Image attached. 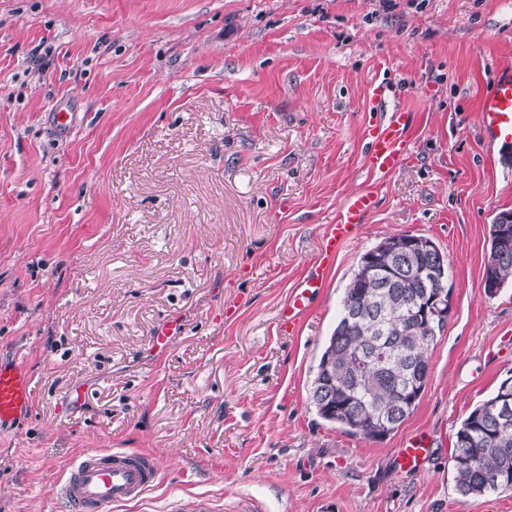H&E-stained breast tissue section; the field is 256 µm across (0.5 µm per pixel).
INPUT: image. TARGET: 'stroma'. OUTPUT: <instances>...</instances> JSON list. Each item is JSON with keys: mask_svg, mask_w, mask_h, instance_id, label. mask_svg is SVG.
<instances>
[{"mask_svg": "<svg viewBox=\"0 0 512 512\" xmlns=\"http://www.w3.org/2000/svg\"><path fill=\"white\" fill-rule=\"evenodd\" d=\"M508 70L512 0H0V360L34 380L31 416L0 430V512H63L68 462L107 448L163 471L114 512H512V492L461 502L450 461L512 377V283L483 281L512 163L479 127ZM378 83L413 114L383 180L364 166ZM364 189L377 209L280 333L326 224ZM403 233L447 254L452 313L420 403L372 441L308 396L360 256ZM172 314L187 333L152 357ZM415 434L424 468L397 471Z\"/></svg>", "mask_w": 512, "mask_h": 512, "instance_id": "35a3bbf8", "label": "stroma"}]
</instances>
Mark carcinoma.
<instances>
[{
	"mask_svg": "<svg viewBox=\"0 0 512 512\" xmlns=\"http://www.w3.org/2000/svg\"><path fill=\"white\" fill-rule=\"evenodd\" d=\"M512 223L491 225L484 276L497 287L512 280V247H496L497 234ZM448 269L438 247H391L364 252L344 288L336 326L319 358L309 393L325 421L344 432L381 441L422 399L429 378L428 350L447 320L425 318L423 300L439 289ZM502 388L477 405L455 433L451 455L460 501L512 491V416L496 406Z\"/></svg>",
	"mask_w": 512,
	"mask_h": 512,
	"instance_id": "obj_1",
	"label": "carcinoma"
}]
</instances>
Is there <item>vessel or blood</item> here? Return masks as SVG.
Returning a JSON list of instances; mask_svg holds the SVG:
<instances>
[{"label":"vessel or blood","mask_w":512,"mask_h":512,"mask_svg":"<svg viewBox=\"0 0 512 512\" xmlns=\"http://www.w3.org/2000/svg\"><path fill=\"white\" fill-rule=\"evenodd\" d=\"M371 99L380 117L364 131V162L371 173L384 179L397 172L410 155V114L401 108H386L384 86L373 87ZM480 129L490 145L512 151V72L500 75L485 95ZM377 203L370 191L351 194L343 201L318 240V258L311 271L296 283L278 311L280 331L292 333L298 329L320 296L338 253L356 238ZM184 331L181 317L165 319L155 331L153 354L166 355ZM31 408L32 378L28 371L18 364H0V426L20 420ZM428 455L424 438L416 435L396 449L394 461L400 470L412 472L422 469ZM162 475L157 457L149 452L86 450L65 471L59 496L68 512H111L112 508L142 500L160 483Z\"/></svg>","instance_id":"obj_1"}]
</instances>
